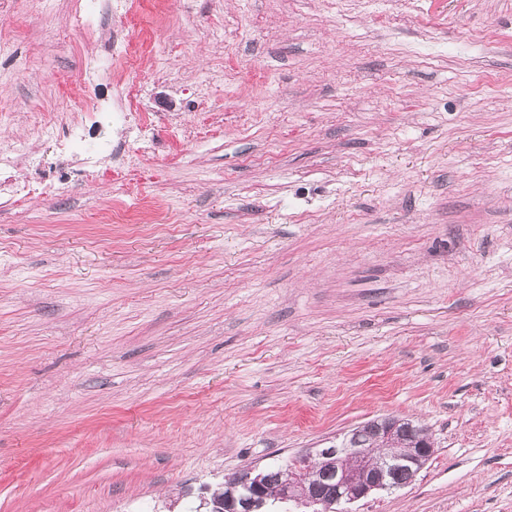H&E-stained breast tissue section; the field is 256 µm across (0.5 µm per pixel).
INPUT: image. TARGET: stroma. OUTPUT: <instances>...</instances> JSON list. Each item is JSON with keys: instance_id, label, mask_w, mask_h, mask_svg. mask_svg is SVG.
<instances>
[{"instance_id": "35a3bbf8", "label": "stroma", "mask_w": 512, "mask_h": 512, "mask_svg": "<svg viewBox=\"0 0 512 512\" xmlns=\"http://www.w3.org/2000/svg\"><path fill=\"white\" fill-rule=\"evenodd\" d=\"M0 0V147L105 36ZM135 176L0 207V512H187L383 416L408 486L512 512V0H131Z\"/></svg>"}]
</instances>
